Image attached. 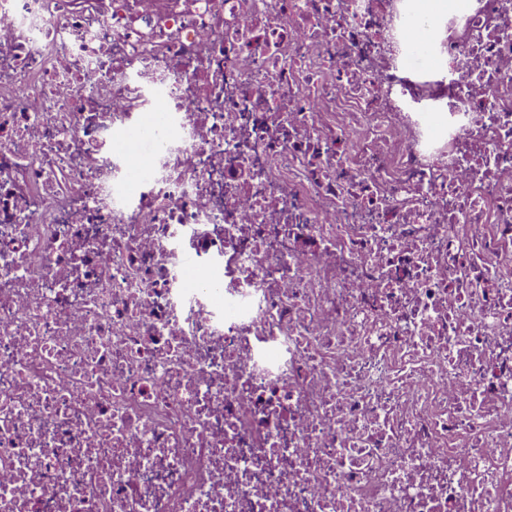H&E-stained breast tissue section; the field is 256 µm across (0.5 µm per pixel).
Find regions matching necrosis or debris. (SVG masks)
Wrapping results in <instances>:
<instances>
[{
  "mask_svg": "<svg viewBox=\"0 0 512 512\" xmlns=\"http://www.w3.org/2000/svg\"><path fill=\"white\" fill-rule=\"evenodd\" d=\"M0 512H512V0H0Z\"/></svg>",
  "mask_w": 512,
  "mask_h": 512,
  "instance_id": "1",
  "label": "necrosis or debris"
}]
</instances>
